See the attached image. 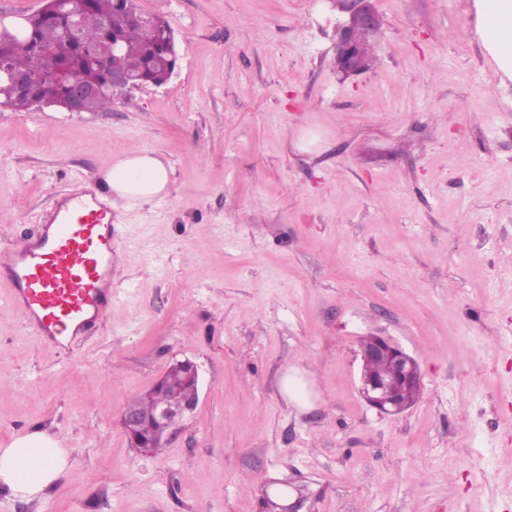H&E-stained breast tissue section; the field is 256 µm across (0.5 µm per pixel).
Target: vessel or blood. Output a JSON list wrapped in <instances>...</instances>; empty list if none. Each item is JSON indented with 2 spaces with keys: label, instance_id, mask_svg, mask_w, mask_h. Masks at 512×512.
I'll return each mask as SVG.
<instances>
[{
  "label": "vessel or blood",
  "instance_id": "1",
  "mask_svg": "<svg viewBox=\"0 0 512 512\" xmlns=\"http://www.w3.org/2000/svg\"><path fill=\"white\" fill-rule=\"evenodd\" d=\"M116 264L112 204L89 188L62 200L23 249H0V285L36 335L65 352L111 311Z\"/></svg>",
  "mask_w": 512,
  "mask_h": 512
}]
</instances>
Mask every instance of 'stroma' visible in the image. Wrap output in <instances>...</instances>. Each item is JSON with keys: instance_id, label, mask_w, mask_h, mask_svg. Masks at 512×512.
I'll return each instance as SVG.
<instances>
[{"instance_id": "1", "label": "stroma", "mask_w": 512, "mask_h": 512, "mask_svg": "<svg viewBox=\"0 0 512 512\" xmlns=\"http://www.w3.org/2000/svg\"><path fill=\"white\" fill-rule=\"evenodd\" d=\"M134 3L173 30L166 84L102 112L0 107V246L107 193L123 152L171 170L169 195L113 212L118 301L71 355L0 288V448L68 458L0 512H272L276 483L296 512H512V81L472 0H371L376 62L349 78L332 0ZM370 335L419 364L400 414L359 392ZM184 359L197 406L140 452L122 411Z\"/></svg>"}]
</instances>
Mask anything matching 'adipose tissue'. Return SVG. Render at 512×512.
<instances>
[{
    "label": "adipose tissue",
    "mask_w": 512,
    "mask_h": 512,
    "mask_svg": "<svg viewBox=\"0 0 512 512\" xmlns=\"http://www.w3.org/2000/svg\"><path fill=\"white\" fill-rule=\"evenodd\" d=\"M475 34L503 75L512 79V0H473ZM104 179L120 199L150 202L166 194L170 171L145 151L123 155ZM66 458L60 449L25 441L0 448V486L15 495L37 497L60 474Z\"/></svg>",
    "instance_id": "adipose-tissue-1"
}]
</instances>
